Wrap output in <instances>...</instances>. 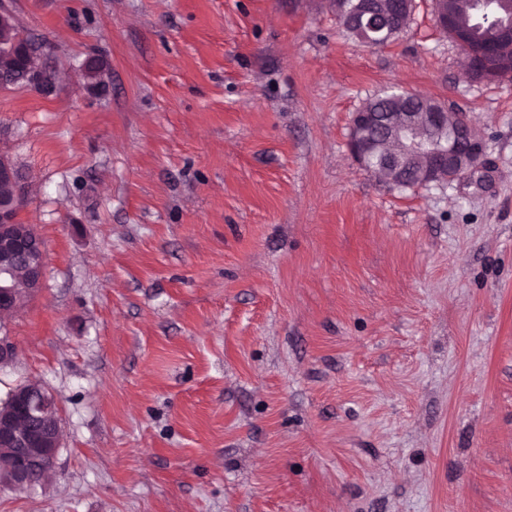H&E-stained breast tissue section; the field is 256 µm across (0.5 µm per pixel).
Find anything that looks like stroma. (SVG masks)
Masks as SVG:
<instances>
[{"label": "stroma", "mask_w": 512, "mask_h": 512, "mask_svg": "<svg viewBox=\"0 0 512 512\" xmlns=\"http://www.w3.org/2000/svg\"><path fill=\"white\" fill-rule=\"evenodd\" d=\"M331 2L10 0L55 84L0 87L47 254L0 401L48 389L62 448L0 512H512V77L464 75L435 0L373 48ZM392 85L487 168L359 166ZM343 1L345 0H334L332 1L333 4V10L336 14V19L337 21H339V25H341L343 27V29L345 30V32L347 34H349L350 36L354 37L355 39L359 40L362 44H364L365 46H377V45H382L396 37H398L406 28H405L401 31V32H397L391 36H389L388 38H386V40H384L382 43H373L370 41V38L373 36V34L369 31V30H356L354 28H351L349 26H347L345 20H344V17H343Z\"/></svg>", "instance_id": "obj_1"}]
</instances>
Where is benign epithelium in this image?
<instances>
[{
  "mask_svg": "<svg viewBox=\"0 0 512 512\" xmlns=\"http://www.w3.org/2000/svg\"><path fill=\"white\" fill-rule=\"evenodd\" d=\"M478 19L494 17L512 28V0H484ZM14 62L0 69V86L27 84L42 91L53 87L51 74L42 66L38 46L21 31L7 4L0 0V58ZM470 75L487 74L491 56L466 55ZM460 121H448V113L437 108L430 112H404L393 123L383 140L370 133L367 113L352 116L349 149L361 166L377 156L398 172L412 161L426 159L423 185L452 181L483 168L484 145L474 133L466 113ZM0 183L14 187L9 198L0 199V314L15 310L11 276L20 258H30L31 283L40 288L47 254L41 241L31 242L17 235L18 213L25 203V192L16 180L15 168L0 160ZM22 417L0 419V447L11 449L10 485L18 490L31 487V475L53 468L60 450V425L57 401L53 395L16 393Z\"/></svg>",
  "mask_w": 512,
  "mask_h": 512,
  "instance_id": "obj_1",
  "label": "benign epithelium"
}]
</instances>
